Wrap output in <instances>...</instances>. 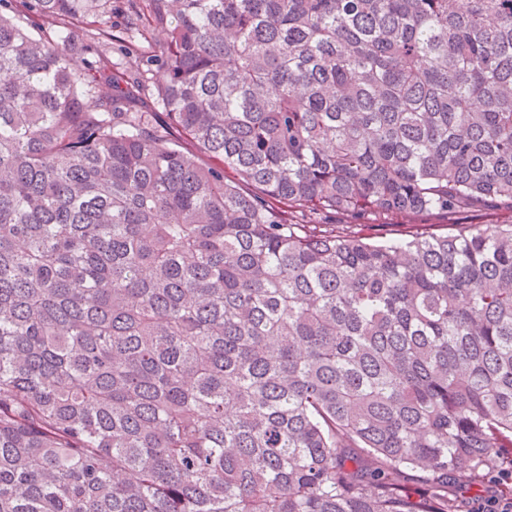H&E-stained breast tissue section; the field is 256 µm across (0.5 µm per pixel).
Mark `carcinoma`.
<instances>
[{
	"label": "carcinoma",
	"instance_id": "obj_1",
	"mask_svg": "<svg viewBox=\"0 0 512 512\" xmlns=\"http://www.w3.org/2000/svg\"><path fill=\"white\" fill-rule=\"evenodd\" d=\"M130 8L0 0V512H460L512 456V215L362 220L512 212V0ZM370 224H375L372 228L373 236H377L380 239H394V238H402L404 237L409 230H411L412 225L408 224H434V225H420L423 228H427L428 230H433L437 233H451L454 232L459 226L456 225H448L447 220L438 219L435 217H416L407 220H389L384 219L382 216L373 217L370 221Z\"/></svg>",
	"mask_w": 512,
	"mask_h": 512
}]
</instances>
